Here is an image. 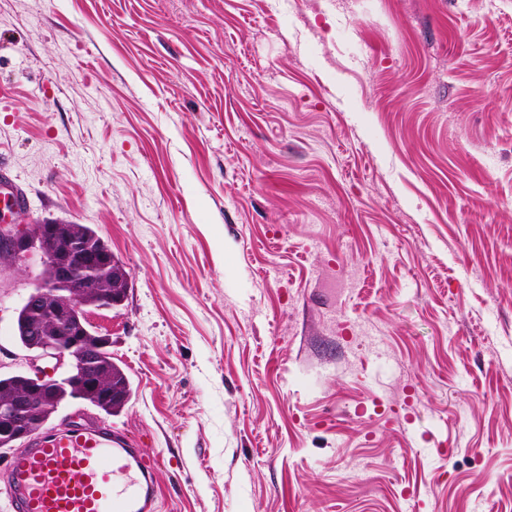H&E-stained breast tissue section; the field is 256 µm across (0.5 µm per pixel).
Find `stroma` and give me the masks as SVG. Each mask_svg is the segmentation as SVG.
Here are the masks:
<instances>
[{"instance_id":"35a3bbf8","label":"stroma","mask_w":512,"mask_h":512,"mask_svg":"<svg viewBox=\"0 0 512 512\" xmlns=\"http://www.w3.org/2000/svg\"><path fill=\"white\" fill-rule=\"evenodd\" d=\"M22 223L130 273L90 320L158 512H512V0H0ZM0 293V371L27 370Z\"/></svg>"}]
</instances>
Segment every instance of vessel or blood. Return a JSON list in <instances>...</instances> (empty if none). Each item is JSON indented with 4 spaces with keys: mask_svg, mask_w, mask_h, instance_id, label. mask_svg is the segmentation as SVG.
<instances>
[{
    "mask_svg": "<svg viewBox=\"0 0 512 512\" xmlns=\"http://www.w3.org/2000/svg\"><path fill=\"white\" fill-rule=\"evenodd\" d=\"M10 512H157L154 466L121 431L35 434L5 469Z\"/></svg>",
    "mask_w": 512,
    "mask_h": 512,
    "instance_id": "b4317fda",
    "label": "vessel or blood"
}]
</instances>
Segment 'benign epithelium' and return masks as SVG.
<instances>
[{"mask_svg":"<svg viewBox=\"0 0 512 512\" xmlns=\"http://www.w3.org/2000/svg\"><path fill=\"white\" fill-rule=\"evenodd\" d=\"M34 253L52 271V278L32 289L26 299L29 309L40 315L31 330L62 343L29 342L32 373L18 374L24 380L20 390L0 389V423L5 432L1 448H20L44 427L59 409L57 388L63 382L78 389L93 406L109 400L114 406H126L125 395L113 389L109 368L102 361L103 352L112 349V338L91 335L86 327L91 309L125 301L130 282L126 268L94 246L78 224H30L23 230L8 222L0 224V276ZM40 359H51L54 365L42 368L37 365Z\"/></svg>","mask_w":512,"mask_h":512,"instance_id":"7a95c632","label":"benign epithelium"}]
</instances>
